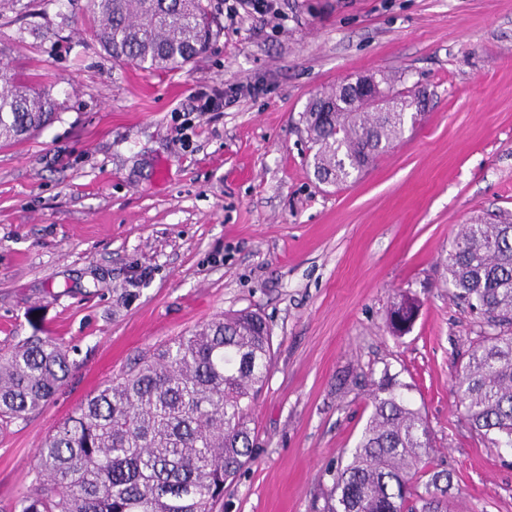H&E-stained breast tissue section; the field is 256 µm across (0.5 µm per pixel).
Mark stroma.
I'll return each mask as SVG.
<instances>
[{"label": "stroma", "mask_w": 512, "mask_h": 512, "mask_svg": "<svg viewBox=\"0 0 512 512\" xmlns=\"http://www.w3.org/2000/svg\"><path fill=\"white\" fill-rule=\"evenodd\" d=\"M222 34L180 71L115 62L88 0H0V59L53 84L56 119L0 143V350L69 351L55 399L0 434V512L40 445L141 354L225 312L273 336L252 459L224 512H321L383 376L433 438L455 512H512V451L453 389L480 317L448 290L461 225L512 221V0H212ZM377 71L428 101L359 179L317 182L300 122L323 87ZM224 105L196 111L197 98ZM419 303L404 334L400 295Z\"/></svg>", "instance_id": "obj_1"}]
</instances>
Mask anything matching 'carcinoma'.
Masks as SVG:
<instances>
[{
	"instance_id": "1",
	"label": "carcinoma",
	"mask_w": 512,
	"mask_h": 512,
	"mask_svg": "<svg viewBox=\"0 0 512 512\" xmlns=\"http://www.w3.org/2000/svg\"><path fill=\"white\" fill-rule=\"evenodd\" d=\"M95 36L116 62L183 70L220 36L209 0H90ZM386 112L349 84L312 97L301 123L316 179L343 185L371 167L416 119V94L379 74ZM55 102L0 67V141L48 125ZM448 288L488 327L455 377L460 407L489 448H512V224H463L448 251ZM411 308L393 305L392 331ZM256 312L218 317L144 355L101 386L37 450L15 512H216L250 457V412L271 367ZM70 372L68 350L35 337L0 355V429L41 410ZM431 432L384 377L349 461L332 472L326 512H453L428 474ZM430 475L419 491L418 479Z\"/></svg>"
}]
</instances>
